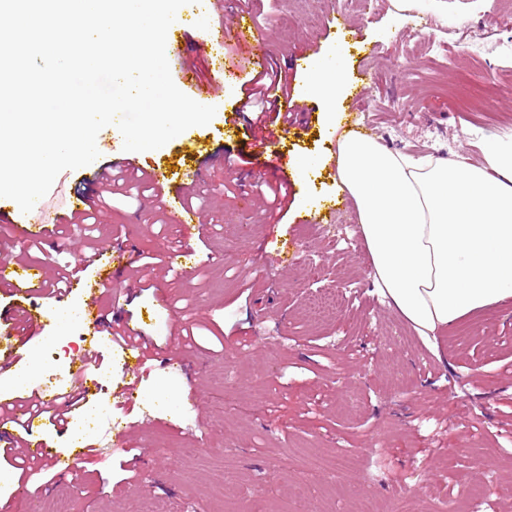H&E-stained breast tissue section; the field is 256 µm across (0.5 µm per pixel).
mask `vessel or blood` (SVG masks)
Masks as SVG:
<instances>
[{
	"label": "vessel or blood",
	"instance_id": "obj_1",
	"mask_svg": "<svg viewBox=\"0 0 512 512\" xmlns=\"http://www.w3.org/2000/svg\"><path fill=\"white\" fill-rule=\"evenodd\" d=\"M268 34L254 21L247 10L237 11L232 19L221 22L218 26L209 28L201 34V44L209 49H221L230 44L252 46V77L262 78L271 68L269 54L266 49ZM173 68L178 76L180 90L196 101L204 100L210 92V87L201 82L195 65L187 61L181 54L172 57ZM246 133L255 148L257 155L276 162L280 159L277 148L278 140L269 124H250ZM125 169L135 176L150 183L154 190L159 191L160 199L166 209L181 224L200 223L199 212L190 205L188 195L184 188H171V177L168 172L159 167H146L134 157H119L113 166H98L93 172L96 184L106 185L110 182L112 168ZM91 207V199L82 193H74L70 197L66 213L50 210L47 220L33 219L24 229L25 243L44 238L46 224L59 223L63 216H70L71 220H79ZM47 279L39 266L22 263L4 256L0 258V289L6 290L13 296H22L29 299L30 304L21 308L20 313L25 325L29 328H38L43 315L42 298L48 297L46 288ZM86 317L92 327L93 333L105 332L108 335H118L124 340V347L132 351L135 356L145 353V341L140 330L131 324H123L119 328H107L103 325V315L96 303H89ZM92 361L90 358L81 360L75 373L71 390L65 394L49 395L41 391H32L30 397H5L0 395V446L4 448L19 447L30 469L26 478L20 481L14 497L18 500L27 499L29 488L37 478L44 462H51L58 474L67 475L76 470L94 451L93 445L85 444L70 449L68 454L54 451L43 440L39 433L36 416L31 412V404L37 403L53 410L58 415L60 425H67L76 405L80 404L86 393L90 392L91 385L86 373Z\"/></svg>",
	"mask_w": 512,
	"mask_h": 512
}]
</instances>
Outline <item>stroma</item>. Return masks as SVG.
Returning <instances> with one entry per match:
<instances>
[{
    "label": "stroma",
    "mask_w": 512,
    "mask_h": 512,
    "mask_svg": "<svg viewBox=\"0 0 512 512\" xmlns=\"http://www.w3.org/2000/svg\"><path fill=\"white\" fill-rule=\"evenodd\" d=\"M240 9L267 30L272 69L288 73L299 100L282 134L286 165L265 163L233 122L251 71L249 49L236 46L223 56L210 123L137 155L181 173L197 166L187 144L229 155L199 181L200 231L187 233L150 191L113 196L94 224L48 225L45 240L24 248L23 259L52 276L87 247L100 251L83 274L87 287L72 288L65 305L98 299L105 323L141 326L153 351L138 363L119 345L100 346L112 379L73 413L92 428L98 454L73 475L45 468L18 512H353L364 498L387 512L401 495L416 512H512V302L449 327L431 350L374 293L362 238L341 241L358 219L337 195L332 166H297L326 157L339 124L363 126L393 151L481 162L480 137L512 121V0L486 9L423 0L413 15L395 0L366 9L351 0H226L220 14L192 2L181 13L204 29ZM417 14L430 39L416 36ZM339 16L355 41L335 31ZM363 42L373 56L363 57ZM340 44L346 94L331 111L306 88ZM402 56L410 72L393 68ZM360 85L366 96L352 100ZM282 171L292 190L271 209L253 184H276ZM314 199L335 202V214L309 222ZM175 251L190 276L169 268ZM22 304L0 291V356H14L17 369L32 353L45 371L78 365L91 348L85 324L59 329L48 301L32 331L13 316ZM162 384L183 396L178 412L153 399ZM102 403L118 418L110 434L93 421ZM346 455L353 468L316 466ZM474 486L480 499L465 503Z\"/></svg>",
    "instance_id": "stroma-1"
}]
</instances>
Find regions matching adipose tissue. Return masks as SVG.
Returning a JSON list of instances; mask_svg holds the SVG:
<instances>
[{
    "label": "adipose tissue",
    "mask_w": 512,
    "mask_h": 512,
    "mask_svg": "<svg viewBox=\"0 0 512 512\" xmlns=\"http://www.w3.org/2000/svg\"><path fill=\"white\" fill-rule=\"evenodd\" d=\"M344 60L323 58L310 92L344 95ZM482 164L415 160L376 139L336 142V178L357 212L381 301L429 344L466 316L512 302V135L481 141Z\"/></svg>",
    "instance_id": "adipose-tissue-1"
}]
</instances>
